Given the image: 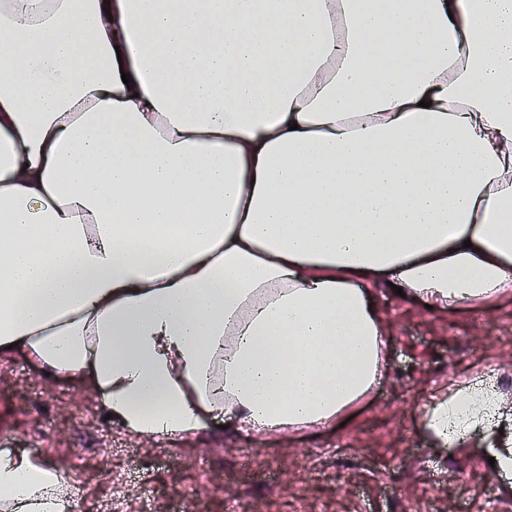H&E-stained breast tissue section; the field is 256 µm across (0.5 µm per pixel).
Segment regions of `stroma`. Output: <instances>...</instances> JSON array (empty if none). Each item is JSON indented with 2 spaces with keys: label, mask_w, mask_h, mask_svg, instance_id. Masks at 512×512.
Masks as SVG:
<instances>
[{
  "label": "stroma",
  "mask_w": 512,
  "mask_h": 512,
  "mask_svg": "<svg viewBox=\"0 0 512 512\" xmlns=\"http://www.w3.org/2000/svg\"><path fill=\"white\" fill-rule=\"evenodd\" d=\"M372 298L385 369L343 423L241 432L217 412L203 414L196 432L146 436L107 421L90 382L46 375L17 350L0 354V450L61 469L78 512H105L116 499L131 512H176L185 491L199 512H224L236 498L250 512H512V477L488 462L506 435L479 431L449 449L424 422L434 397L476 380L503 396L496 426H512V290L453 310L383 286ZM244 456L246 481L235 472Z\"/></svg>",
  "instance_id": "stroma-1"
}]
</instances>
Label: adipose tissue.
I'll list each match as a JSON object with an SVG mask.
<instances>
[{
	"label": "adipose tissue",
	"mask_w": 512,
	"mask_h": 512,
	"mask_svg": "<svg viewBox=\"0 0 512 512\" xmlns=\"http://www.w3.org/2000/svg\"><path fill=\"white\" fill-rule=\"evenodd\" d=\"M509 214L512 0H0V352L127 429L340 419L384 371L372 286L493 299ZM500 401L426 424L453 447ZM0 505L76 503L5 452Z\"/></svg>",
	"instance_id": "adipose-tissue-1"
}]
</instances>
